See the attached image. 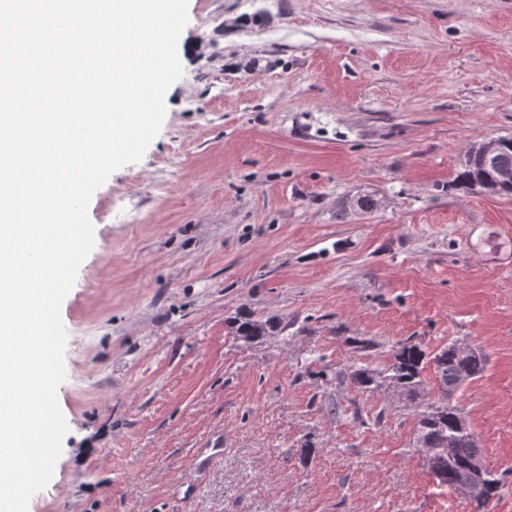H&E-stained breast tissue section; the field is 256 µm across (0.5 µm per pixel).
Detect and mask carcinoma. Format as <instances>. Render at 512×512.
<instances>
[{
	"label": "carcinoma",
	"mask_w": 512,
	"mask_h": 512,
	"mask_svg": "<svg viewBox=\"0 0 512 512\" xmlns=\"http://www.w3.org/2000/svg\"><path fill=\"white\" fill-rule=\"evenodd\" d=\"M490 166L474 160L468 166H460L451 183L456 190L479 191L489 181ZM452 346H444L428 351L419 345H405L394 355L392 363L382 373L376 369L359 367L352 371L353 382L366 390H374L383 382L399 389L408 399L415 401L421 397L423 390V374L430 370L436 389L434 401L420 402L417 405L415 439L421 441L424 434L429 433L439 439L453 438L457 442L453 457H438L434 468L442 474L447 485L454 486L462 469L470 461L483 455V450L474 440L461 435L455 426L454 414L457 408L437 407L435 402L446 393L456 390L458 374L462 371L471 373V377L480 376L485 370V361L480 356L459 357L451 352Z\"/></svg>",
	"instance_id": "obj_1"
}]
</instances>
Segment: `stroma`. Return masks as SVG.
<instances>
[{
    "mask_svg": "<svg viewBox=\"0 0 512 512\" xmlns=\"http://www.w3.org/2000/svg\"><path fill=\"white\" fill-rule=\"evenodd\" d=\"M177 49L88 206L28 512H479L416 403L351 379L407 342L486 357L453 404L501 479L480 512H512V197L450 187L512 136V0H189Z\"/></svg>",
    "mask_w": 512,
    "mask_h": 512,
    "instance_id": "1",
    "label": "stroma"
}]
</instances>
